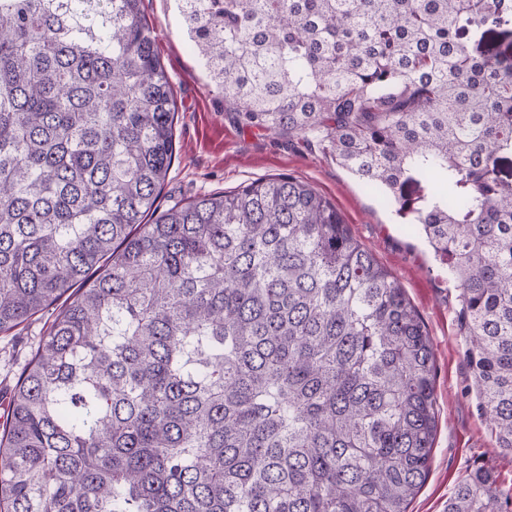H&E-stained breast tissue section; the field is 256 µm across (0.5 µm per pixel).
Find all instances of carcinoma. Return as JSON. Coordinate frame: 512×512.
Instances as JSON below:
<instances>
[{
	"instance_id": "obj_1",
	"label": "carcinoma",
	"mask_w": 512,
	"mask_h": 512,
	"mask_svg": "<svg viewBox=\"0 0 512 512\" xmlns=\"http://www.w3.org/2000/svg\"><path fill=\"white\" fill-rule=\"evenodd\" d=\"M142 2L0 0V331L77 289L10 399L0 512H408L420 315L294 176L157 212L176 102ZM178 2L241 125L321 138L424 232L512 450V0ZM501 495L478 470L447 512Z\"/></svg>"
}]
</instances>
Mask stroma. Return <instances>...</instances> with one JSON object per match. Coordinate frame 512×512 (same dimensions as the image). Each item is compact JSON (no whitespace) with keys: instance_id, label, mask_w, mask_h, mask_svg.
I'll return each instance as SVG.
<instances>
[{"instance_id":"35a3bbf8","label":"stroma","mask_w":512,"mask_h":512,"mask_svg":"<svg viewBox=\"0 0 512 512\" xmlns=\"http://www.w3.org/2000/svg\"><path fill=\"white\" fill-rule=\"evenodd\" d=\"M161 61L173 86L174 158L157 199L159 210L271 175H293L337 208L353 235L404 288L433 344L437 431L429 474L409 512H446L458 482L476 468L493 471L512 491V452L495 447L478 398L460 318V291L424 239L396 223L391 209L302 135L239 125L193 51L176 0H144ZM61 304L0 334V423L20 377Z\"/></svg>"}]
</instances>
